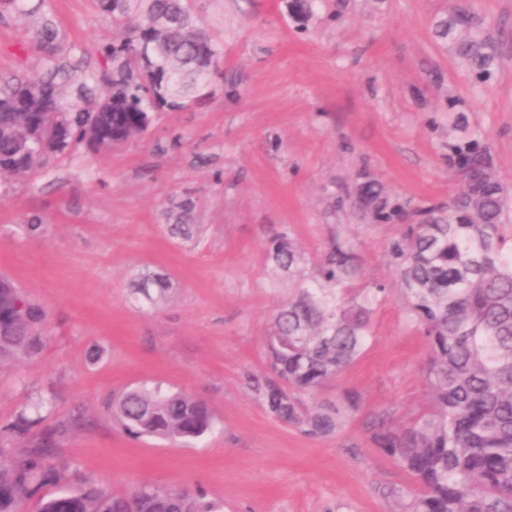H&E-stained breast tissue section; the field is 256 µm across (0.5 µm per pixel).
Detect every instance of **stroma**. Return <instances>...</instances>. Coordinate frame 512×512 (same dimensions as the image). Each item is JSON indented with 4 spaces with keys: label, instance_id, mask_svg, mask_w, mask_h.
Listing matches in <instances>:
<instances>
[{
    "label": "stroma",
    "instance_id": "stroma-1",
    "mask_svg": "<svg viewBox=\"0 0 512 512\" xmlns=\"http://www.w3.org/2000/svg\"><path fill=\"white\" fill-rule=\"evenodd\" d=\"M466 0H326L306 24L285 0H196L224 40V78L195 112H166L141 140L78 155L0 185V273L45 312L46 346L0 366V421L37 396L51 420L78 418L52 465L110 493L142 484L201 491L221 512H395L412 479L371 439L372 414L401 423L427 404V348L399 293L374 316L365 351L320 394L358 393L341 431L307 436L249 389L267 372L264 341L288 298L266 251L281 227L319 255L332 233L356 240L361 280L396 285L392 224H363L346 203L359 169L416 205L447 201L444 160L463 113L512 190V0H467L498 68L474 88L433 35ZM72 44L94 54L110 28L91 0H47ZM25 20L0 10V69L40 68L13 50ZM195 204L196 241L173 235L170 198ZM42 224L30 230L28 221ZM161 286L141 294L142 274ZM206 401L215 429L182 446L124 434L106 401L142 383Z\"/></svg>",
    "mask_w": 512,
    "mask_h": 512
}]
</instances>
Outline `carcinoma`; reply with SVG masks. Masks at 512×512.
Here are the masks:
<instances>
[{"label": "carcinoma", "instance_id": "obj_1", "mask_svg": "<svg viewBox=\"0 0 512 512\" xmlns=\"http://www.w3.org/2000/svg\"><path fill=\"white\" fill-rule=\"evenodd\" d=\"M318 2L287 0V13L303 20ZM93 3L112 36L90 62L67 45L43 10L46 0H0L32 21L20 50L41 60L32 76L0 70L1 180L33 178L82 150L139 140L159 113L205 104L224 77V42L202 23L194 0ZM433 33L473 85L490 82L496 56L469 6L436 20ZM479 137L458 119L448 126L446 160L459 185L446 203L413 207L368 170L355 175L352 203L361 219L398 226L388 256L429 352L427 406L397 426L386 414L369 422L375 444L413 480L400 512H512V194ZM192 212L189 199L167 210L184 240L198 234ZM267 262L294 284L265 338L269 375L248 385L273 416L303 434H333L358 411V399L345 393L322 401L319 392L362 354L390 289L359 286L357 245L338 233L308 258L285 227ZM42 323V310L0 274V365L40 354ZM47 404L39 398L0 426L22 442L18 455L0 458V512H22L33 499L36 512H219L200 491L143 484L122 496L90 477L71 483L68 467L47 466L71 429L42 414ZM110 410L126 434L171 444L199 439L216 424L206 402L159 385L124 392Z\"/></svg>", "mask_w": 512, "mask_h": 512}]
</instances>
